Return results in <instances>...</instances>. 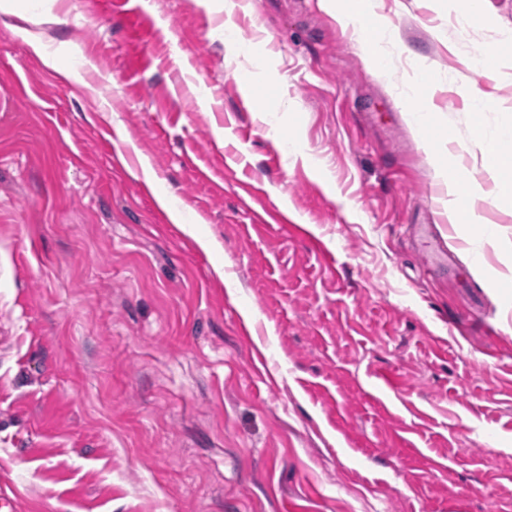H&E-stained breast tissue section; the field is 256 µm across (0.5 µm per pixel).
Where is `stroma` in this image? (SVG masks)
Segmentation results:
<instances>
[{"label": "stroma", "instance_id": "obj_1", "mask_svg": "<svg viewBox=\"0 0 512 512\" xmlns=\"http://www.w3.org/2000/svg\"><path fill=\"white\" fill-rule=\"evenodd\" d=\"M482 2L467 23L466 0H372L378 61L323 0L0 12L18 512H512V200L483 168L512 128V0ZM460 172L481 224L448 217ZM426 220L456 270H424Z\"/></svg>", "mask_w": 512, "mask_h": 512}]
</instances>
